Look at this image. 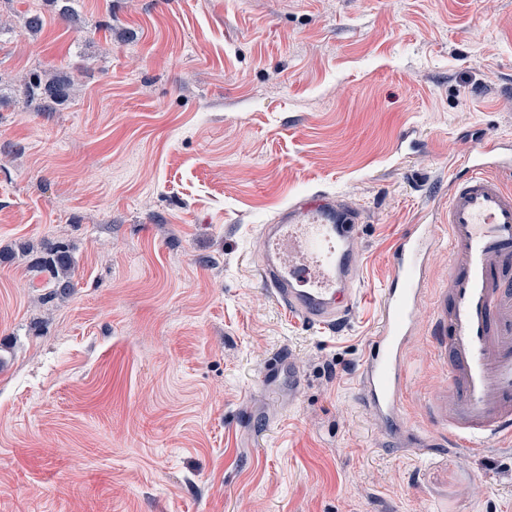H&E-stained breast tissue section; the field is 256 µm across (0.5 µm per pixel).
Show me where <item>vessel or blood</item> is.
<instances>
[{"label":"vessel or blood","mask_w":512,"mask_h":512,"mask_svg":"<svg viewBox=\"0 0 512 512\" xmlns=\"http://www.w3.org/2000/svg\"><path fill=\"white\" fill-rule=\"evenodd\" d=\"M359 219L335 197L314 194L263 226L260 275L303 320L337 324L350 313L361 281ZM445 221L443 237L418 224L399 239L358 387L377 421L399 419L430 257L447 242L448 286L435 296L431 317L453 395L432 403L448 423L449 447L473 453L512 436V147L504 139L482 138L465 155L448 183Z\"/></svg>","instance_id":"1"}]
</instances>
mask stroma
Wrapping results in <instances>:
<instances>
[{
    "mask_svg": "<svg viewBox=\"0 0 512 512\" xmlns=\"http://www.w3.org/2000/svg\"><path fill=\"white\" fill-rule=\"evenodd\" d=\"M0 0V512H512V440L448 446L429 310L398 424L357 375L396 240L512 139V0ZM40 14L37 36L24 32ZM33 68L74 84L41 112ZM362 218L341 326L262 282L311 193ZM75 261L43 303L42 244ZM290 361L266 383L264 364Z\"/></svg>",
    "mask_w": 512,
    "mask_h": 512,
    "instance_id": "35a3bbf8",
    "label": "stroma"
}]
</instances>
